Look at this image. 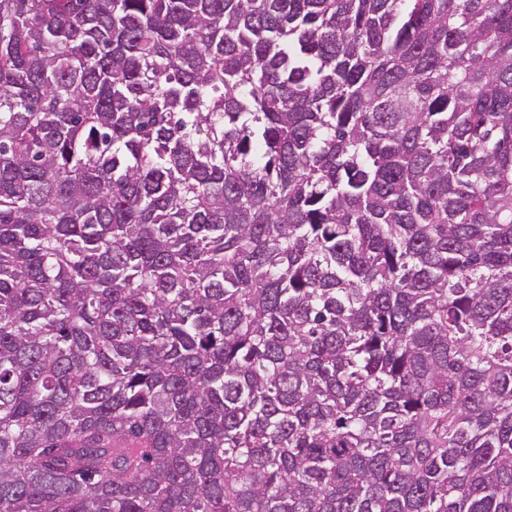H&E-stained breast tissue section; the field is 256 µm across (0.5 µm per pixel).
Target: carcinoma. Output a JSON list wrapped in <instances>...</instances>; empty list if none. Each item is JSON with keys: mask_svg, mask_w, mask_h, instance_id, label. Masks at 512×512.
Returning a JSON list of instances; mask_svg holds the SVG:
<instances>
[{"mask_svg": "<svg viewBox=\"0 0 512 512\" xmlns=\"http://www.w3.org/2000/svg\"><path fill=\"white\" fill-rule=\"evenodd\" d=\"M0 512H512V0H0Z\"/></svg>", "mask_w": 512, "mask_h": 512, "instance_id": "obj_1", "label": "carcinoma"}]
</instances>
